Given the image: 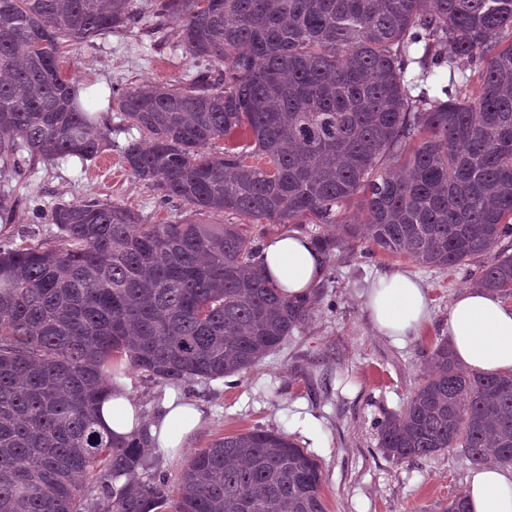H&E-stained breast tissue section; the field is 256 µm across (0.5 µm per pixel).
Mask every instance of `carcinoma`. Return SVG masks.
<instances>
[{
  "label": "carcinoma",
  "mask_w": 512,
  "mask_h": 512,
  "mask_svg": "<svg viewBox=\"0 0 512 512\" xmlns=\"http://www.w3.org/2000/svg\"><path fill=\"white\" fill-rule=\"evenodd\" d=\"M192 59L117 108L137 180L197 214L325 227L361 196L374 248L454 267L512 234V0H154ZM139 20L134 0H0V161L81 165L112 129L58 59ZM463 81L432 87L433 68ZM470 74H465V71ZM241 142L213 150L219 139ZM40 245H0V512H327L318 459L254 429L194 453L172 500L147 435L97 418L121 358L158 384L239 376L312 318L264 275L237 224H145L117 204L56 205ZM478 284L512 295V255ZM377 424L405 462L446 448L512 467V375L469 373L448 343ZM93 483L81 490L87 479Z\"/></svg>",
  "instance_id": "cac0c4a2"
}]
</instances>
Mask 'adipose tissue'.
<instances>
[{
    "label": "adipose tissue",
    "mask_w": 512,
    "mask_h": 512,
    "mask_svg": "<svg viewBox=\"0 0 512 512\" xmlns=\"http://www.w3.org/2000/svg\"><path fill=\"white\" fill-rule=\"evenodd\" d=\"M267 275L291 298L312 296L324 274L321 254L310 238L277 237L262 249ZM378 333L405 344L418 335L430 315L425 288L401 272L380 275L365 294ZM448 337L461 366L482 373L512 372V303L483 288H467L448 306ZM205 411L198 402L168 393L151 420H144L126 385L112 388L100 406L99 421L110 433L147 432L164 453L183 450ZM470 512H512V472L487 467L467 478Z\"/></svg>",
    "instance_id": "obj_1"
}]
</instances>
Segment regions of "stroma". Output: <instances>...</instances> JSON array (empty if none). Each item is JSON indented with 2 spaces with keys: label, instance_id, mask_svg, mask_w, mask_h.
Returning a JSON list of instances; mask_svg holds the SVG:
<instances>
[{
  "label": "stroma",
  "instance_id": "stroma-1",
  "mask_svg": "<svg viewBox=\"0 0 512 512\" xmlns=\"http://www.w3.org/2000/svg\"><path fill=\"white\" fill-rule=\"evenodd\" d=\"M139 21L85 43H65L60 64L73 82L97 100V110L113 130L112 146L86 167L19 159L16 168L0 171V193L14 201L11 220L0 223V242H44L51 209L61 202L121 204L148 224H172L190 218L180 201L160 203L153 187L137 181L122 162L121 144L137 131L108 101L143 81L190 83L201 63L186 58L175 22L156 26L151 0H135ZM206 224H239L259 243L288 232L313 236V224H259L224 213L200 215ZM336 251L312 299V319L293 332L274 354L238 376L169 388L144 373L119 364L143 417H152L165 394L205 403L206 416L188 440L190 451L250 429L293 433L298 415L320 422L321 444L298 437L322 466V497L327 512H441L455 490L464 488L472 470L460 449L448 448L412 462L389 458L378 445L375 422L400 412L415 384L426 373L436 344L448 338V304L465 287H476L483 261L425 267L404 256L370 249L363 237L336 228ZM407 270L417 274L428 292L432 316L405 346L395 345L373 327L363 292L378 274Z\"/></svg>",
  "mask_w": 512,
  "mask_h": 512
}]
</instances>
